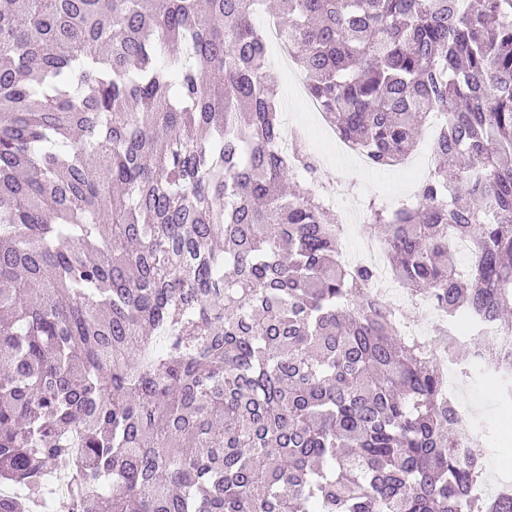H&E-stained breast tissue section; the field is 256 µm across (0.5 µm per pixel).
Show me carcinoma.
<instances>
[{
  "instance_id": "obj_1",
  "label": "carcinoma",
  "mask_w": 512,
  "mask_h": 512,
  "mask_svg": "<svg viewBox=\"0 0 512 512\" xmlns=\"http://www.w3.org/2000/svg\"><path fill=\"white\" fill-rule=\"evenodd\" d=\"M265 5L0 0V512H512L432 347L341 261L304 142L278 149ZM283 13L373 165L443 116L422 202L368 198L366 229L410 296L512 332V0Z\"/></svg>"
}]
</instances>
